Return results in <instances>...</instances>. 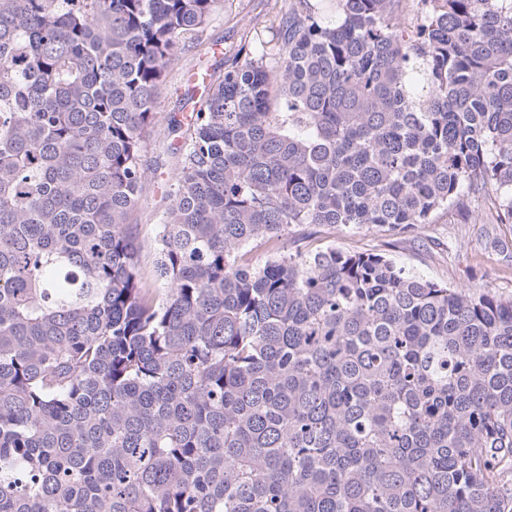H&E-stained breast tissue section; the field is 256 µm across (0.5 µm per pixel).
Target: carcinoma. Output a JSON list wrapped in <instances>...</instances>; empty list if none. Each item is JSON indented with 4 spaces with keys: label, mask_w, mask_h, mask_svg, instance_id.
Returning a JSON list of instances; mask_svg holds the SVG:
<instances>
[{
    "label": "carcinoma",
    "mask_w": 512,
    "mask_h": 512,
    "mask_svg": "<svg viewBox=\"0 0 512 512\" xmlns=\"http://www.w3.org/2000/svg\"><path fill=\"white\" fill-rule=\"evenodd\" d=\"M401 2L280 0L185 93L159 296L142 152L223 0H0V512H512V296L292 240L512 223V0Z\"/></svg>",
    "instance_id": "carcinoma-1"
}]
</instances>
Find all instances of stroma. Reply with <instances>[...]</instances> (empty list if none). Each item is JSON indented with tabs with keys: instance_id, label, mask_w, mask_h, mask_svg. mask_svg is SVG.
<instances>
[{
	"instance_id": "1",
	"label": "stroma",
	"mask_w": 512,
	"mask_h": 512,
	"mask_svg": "<svg viewBox=\"0 0 512 512\" xmlns=\"http://www.w3.org/2000/svg\"><path fill=\"white\" fill-rule=\"evenodd\" d=\"M271 0H224L205 32L206 51L181 54L156 103L158 122L143 151L148 180L131 217L138 226L140 266L151 287L157 259V234L171 204L169 179L178 166L176 145L167 129L172 115L188 113L184 94L201 89L198 76L236 53L243 42H257L255 19L272 15ZM305 248L333 247L342 251H382L397 264L426 279L453 288H492L512 295V224H501L490 201L473 197L466 211H439L433 223L411 230L384 227H319L300 230Z\"/></svg>"
}]
</instances>
